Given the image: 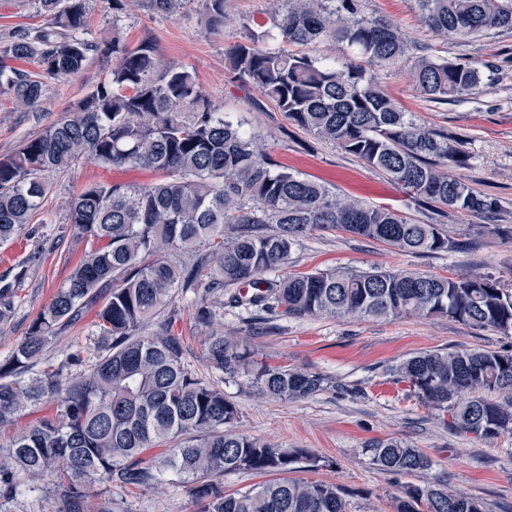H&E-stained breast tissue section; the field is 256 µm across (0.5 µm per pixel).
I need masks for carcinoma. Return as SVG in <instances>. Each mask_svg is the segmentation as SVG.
Here are the masks:
<instances>
[{
    "mask_svg": "<svg viewBox=\"0 0 512 512\" xmlns=\"http://www.w3.org/2000/svg\"><path fill=\"white\" fill-rule=\"evenodd\" d=\"M45 21L0 38V96L32 112L47 82L110 56V75L69 115L0 158V243L15 239L51 190L48 176L92 161L136 165L159 175L143 185L90 183L67 201L84 253L27 336L0 363V430L36 408L45 412L0 444V507L24 492L52 500L57 512H112V484L148 487L171 471L191 480L199 512H348L349 491L292 474L325 460L227 430L236 405L215 382L185 365L178 313H157L176 291H192L195 320L211 329L206 361L223 379L248 382L267 397L298 401L336 388L304 368L258 366L242 336H226L221 308L247 314L390 319L448 317L512 335V286L481 272L420 275L346 267L279 276L300 237L341 229L411 253L453 252L458 240L435 224L410 222L389 205L340 199L324 184L273 160L243 120L224 116L193 71L162 60L145 39L129 45L112 6V33L85 36L89 0H36ZM154 14L184 12L190 0H145ZM204 30L224 31L227 0H201ZM274 26L282 46H261L270 32L242 22V41L226 52L230 79L256 89L288 122L335 143L382 172L417 206L477 219L478 238L509 233L498 199L454 174L462 142L402 110L379 70L409 58L396 25L363 15L362 0H280ZM426 25L446 38L512 30V0H417ZM335 42L361 56L319 57L298 50ZM30 61L35 70L8 65ZM424 98L446 103L491 84L475 63L420 57L411 66ZM273 224L276 230L263 231ZM206 254L191 263L172 252ZM13 286L0 287V328L11 322ZM96 307L94 352L71 349L43 369L44 353ZM417 400L443 425L481 440L512 434V353L469 349L420 352L394 366ZM363 451L378 469L409 474L432 468L420 450L372 439ZM231 472L268 476L244 493H226ZM397 512H483L479 502L432 483L409 485Z\"/></svg>",
    "mask_w": 512,
    "mask_h": 512,
    "instance_id": "cac0c4a2",
    "label": "carcinoma"
}]
</instances>
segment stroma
<instances>
[{"mask_svg":"<svg viewBox=\"0 0 512 512\" xmlns=\"http://www.w3.org/2000/svg\"><path fill=\"white\" fill-rule=\"evenodd\" d=\"M276 7V0H231L223 35L210 37L202 30L195 0L185 13L172 17L151 14L142 0H128L124 34L132 44L152 40L167 62L193 70L206 95L225 112L252 124L279 164L326 183L336 195L367 205H394L412 221L440 225L464 243L452 253L417 254L341 230L314 232L299 239L289 271L382 267L448 276L475 269L512 285V236L477 238L467 232L470 216L416 207L386 175L290 125L257 90L228 78L224 52L240 41L243 20L271 27ZM363 13L395 20L411 57L441 56L489 66L490 87L445 105L416 91L408 64L381 70L380 79L387 93L414 118L462 141L468 155L462 177L497 198L506 211V224L512 227V31L463 41L446 39L424 25L415 0H363ZM112 65V59L96 57L77 74L50 83L37 112L23 111L11 99L0 97V157L64 118ZM153 179V173L140 167H102L90 161L53 176L52 190L36 217L40 234L54 240L55 248L42 253L14 289V317L0 329V361L24 339L31 321L51 302L82 254L83 244L73 236L68 221L70 195L91 182L143 184ZM172 306L178 312L176 329L183 339L186 363L198 377L214 380L204 360L205 329L195 321L189 297L178 294ZM224 331L246 336L255 362L304 367L336 380V390L301 401L260 397L242 381L224 382L223 388L239 411V432L324 457L326 467L301 472L300 477L352 490L348 512H396L395 498L405 486L437 481L479 500L485 512H512V435L484 441L445 427L410 394L406 383L389 372L391 366L421 351L510 349L512 338L445 317L338 321L281 316L271 320L268 329L252 333L237 314L228 312ZM374 438H392L421 449L433 460L432 470L393 475L377 469L362 450ZM190 488L187 480L167 473L148 487H113L112 501L118 512H196Z\"/></svg>","mask_w":512,"mask_h":512,"instance_id":"obj_1","label":"stroma"}]
</instances>
